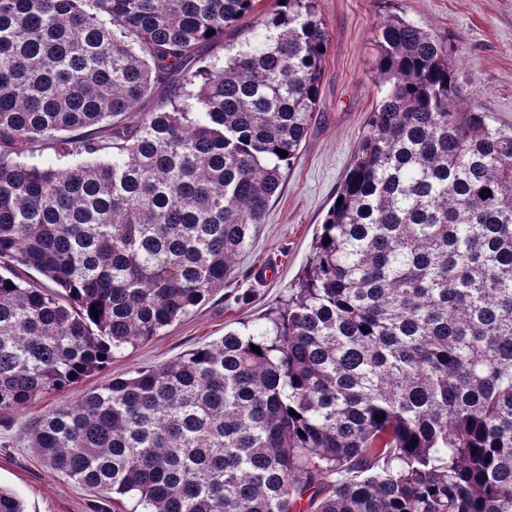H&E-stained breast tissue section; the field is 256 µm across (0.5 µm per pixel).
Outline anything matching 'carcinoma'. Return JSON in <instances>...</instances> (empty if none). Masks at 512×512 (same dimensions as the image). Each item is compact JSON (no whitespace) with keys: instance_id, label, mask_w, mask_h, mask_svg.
Masks as SVG:
<instances>
[{"instance_id":"obj_1","label":"carcinoma","mask_w":512,"mask_h":512,"mask_svg":"<svg viewBox=\"0 0 512 512\" xmlns=\"http://www.w3.org/2000/svg\"><path fill=\"white\" fill-rule=\"evenodd\" d=\"M260 2L0 0V263L55 285L0 275V411L224 287L331 39L320 0ZM375 45L385 93L288 304L41 415L53 473L140 512H512V128L427 30L389 14ZM0 512L26 510L1 487Z\"/></svg>"}]
</instances>
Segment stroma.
<instances>
[{"label": "stroma", "mask_w": 512, "mask_h": 512, "mask_svg": "<svg viewBox=\"0 0 512 512\" xmlns=\"http://www.w3.org/2000/svg\"><path fill=\"white\" fill-rule=\"evenodd\" d=\"M331 42L316 120L281 195L223 288L153 339L127 347L69 391L41 395L0 413V486L28 512H112L89 489L55 475L28 448L26 428L52 408L138 368H157L282 306L312 255V244L382 96L374 80L375 31L388 13L428 30L448 49L465 97L495 125L512 126V0H321Z\"/></svg>", "instance_id": "stroma-1"}]
</instances>
